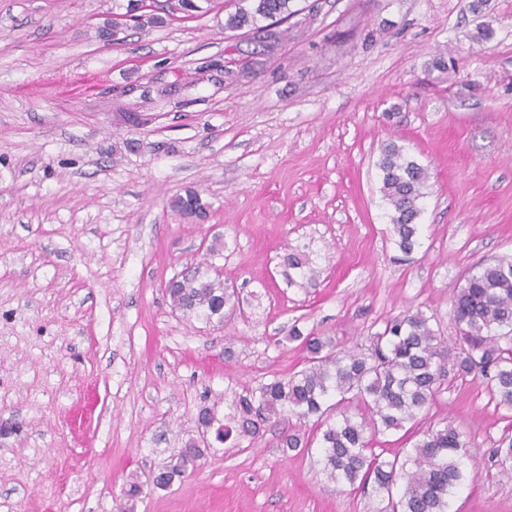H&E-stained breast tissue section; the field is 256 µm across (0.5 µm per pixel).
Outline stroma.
Instances as JSON below:
<instances>
[{
  "mask_svg": "<svg viewBox=\"0 0 512 512\" xmlns=\"http://www.w3.org/2000/svg\"><path fill=\"white\" fill-rule=\"evenodd\" d=\"M127 3L0 0V512H118L201 407L303 368L292 329L361 349L420 309L453 341L469 270L512 256V0H293L271 31L225 28L239 0H196L104 42ZM390 142L429 172L407 258L380 192ZM188 190L207 220L173 209ZM218 234L244 308L220 329L164 292ZM448 423L474 472L450 512H512L492 459L512 409L450 373L419 427ZM282 430L208 448L134 512H383L316 450L282 454Z\"/></svg>",
  "mask_w": 512,
  "mask_h": 512,
  "instance_id": "stroma-1",
  "label": "stroma"
}]
</instances>
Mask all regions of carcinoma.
<instances>
[{
	"label": "carcinoma",
	"instance_id": "obj_1",
	"mask_svg": "<svg viewBox=\"0 0 512 512\" xmlns=\"http://www.w3.org/2000/svg\"><path fill=\"white\" fill-rule=\"evenodd\" d=\"M250 2V7L241 6L229 15L225 27L242 29L292 14V0ZM378 169L394 243L408 257L420 246L417 220L427 169L392 142L382 148ZM174 207L201 216L208 205L199 193L188 190L175 199ZM166 293L184 315L218 327L224 325L225 311L240 306L237 291L224 284L212 263L205 272L197 266L181 275ZM450 314L460 337L452 346L421 310L385 320L366 352L337 349L322 336L295 329L292 338L306 352L301 370L243 390L226 419L214 406L201 409L197 425L211 427L213 441L222 444L230 438L252 442L265 423L288 415L312 418L322 428L320 462L330 481L373 483L376 491L387 494L388 512H448V499L464 479L463 449L469 441L463 432L451 424L429 428L402 462L397 456L385 460L371 453L367 434L417 424L448 369L461 378L481 374L489 393L512 407V259L481 263L468 273L453 296ZM281 444L286 452L310 447L298 432L284 435ZM493 455L504 472L512 471V439L500 440ZM201 456L199 440L187 441L173 463L153 473L150 484L169 487L194 469ZM397 485L401 490L395 498L392 490ZM143 492L142 482H127L120 512H133Z\"/></svg>",
	"mask_w": 512,
	"mask_h": 512
}]
</instances>
